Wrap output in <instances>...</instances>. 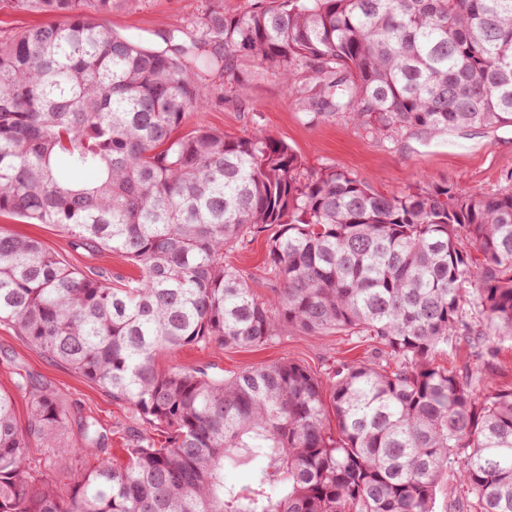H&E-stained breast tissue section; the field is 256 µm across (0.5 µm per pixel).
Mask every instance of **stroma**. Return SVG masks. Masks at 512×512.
Returning a JSON list of instances; mask_svg holds the SVG:
<instances>
[{
    "mask_svg": "<svg viewBox=\"0 0 512 512\" xmlns=\"http://www.w3.org/2000/svg\"><path fill=\"white\" fill-rule=\"evenodd\" d=\"M208 6V0H120L102 24L113 34L131 38L144 46L161 49L169 31L185 27ZM243 84L223 99L211 100L202 109L188 113L189 128L210 127L233 136L254 129L287 142L311 170L334 166L355 175L382 192H404L426 183H450L465 191L492 192L506 186L512 172V127H466L447 132L407 131L377 138L346 118L335 115L309 120L300 112L287 86L275 76L245 61L240 66ZM0 226L34 237L51 248L65 263L112 281L138 277L139 271L122 257L103 251L91 254L73 249L56 227L28 224L10 214H0ZM266 241L256 238L247 249H233L226 259L244 270L254 293L273 297L274 288L264 269ZM375 357L373 342L329 332L322 336L288 333L271 345L214 349L187 347L161 355L160 369L197 367L215 377L230 376L243 369L277 361H293L322 373L334 365L369 361ZM438 365L460 374L479 375L497 389H512V339L477 346L459 337L453 347L435 355ZM21 370L49 385L58 394L66 414L58 440L82 451L93 462V451L83 448V423L95 418L110 448L112 459H126L124 448L145 425L138 413L85 378L46 358L17 331L0 325V389L12 391V374Z\"/></svg>",
    "mask_w": 512,
    "mask_h": 512,
    "instance_id": "stroma-1",
    "label": "stroma"
}]
</instances>
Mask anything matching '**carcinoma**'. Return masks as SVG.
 I'll use <instances>...</instances> for the list:
<instances>
[{"mask_svg": "<svg viewBox=\"0 0 512 512\" xmlns=\"http://www.w3.org/2000/svg\"><path fill=\"white\" fill-rule=\"evenodd\" d=\"M7 2L45 21L0 37V214L55 226L140 276L114 286L1 228L0 323L166 442L137 435L114 465L90 417L100 456L60 490L48 471L73 451L57 444L59 397L20 373L25 428L0 390V512H433L454 468L473 512H512V390L487 385L479 399L480 378L434 363L455 336L512 337V185L388 194L334 166L310 172L260 130L183 129L240 86L241 58L303 112L341 113L372 136L512 127V0L212 5L163 49L98 22L115 0ZM212 34L224 52L207 50ZM303 70L314 85L292 83ZM260 234L267 300L224 262ZM329 331L368 337L384 362L322 377L279 361L221 379L157 364L186 346ZM32 439L46 448L35 461ZM250 464L247 491L225 484V466Z\"/></svg>", "mask_w": 512, "mask_h": 512, "instance_id": "obj_1", "label": "carcinoma"}]
</instances>
